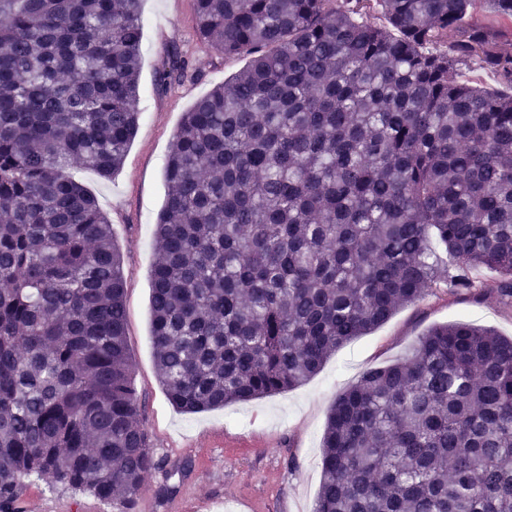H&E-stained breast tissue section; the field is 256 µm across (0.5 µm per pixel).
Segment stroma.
<instances>
[{"instance_id":"35a3bbf8","label":"stroma","mask_w":512,"mask_h":512,"mask_svg":"<svg viewBox=\"0 0 512 512\" xmlns=\"http://www.w3.org/2000/svg\"><path fill=\"white\" fill-rule=\"evenodd\" d=\"M141 118L121 168L104 179L77 168L74 178L96 196L122 253L127 341L144 425L163 463L127 512H313L320 486L321 437L338 392L372 366L402 356L430 326L466 320L512 336V308L480 303L439 288L336 351L320 371L288 391L219 410L187 414L168 401L151 343L153 224L165 201L164 166L182 116L198 99L243 68L199 41L194 0H144ZM179 47L197 74L157 91L165 54ZM26 512H116L93 496L27 482Z\"/></svg>"}]
</instances>
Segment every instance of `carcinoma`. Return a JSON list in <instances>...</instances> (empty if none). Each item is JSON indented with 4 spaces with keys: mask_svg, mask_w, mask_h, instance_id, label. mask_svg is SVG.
<instances>
[{
    "mask_svg": "<svg viewBox=\"0 0 512 512\" xmlns=\"http://www.w3.org/2000/svg\"><path fill=\"white\" fill-rule=\"evenodd\" d=\"M141 2L0 0V512L32 479L124 508L162 469L121 251L69 174L111 177L136 133ZM352 2L195 0L250 60L164 168L151 339L185 413L300 386L443 285L512 307V92L458 68L512 87V0ZM196 71L175 47L157 85ZM321 448L313 512H512V339L430 327L336 395Z\"/></svg>",
    "mask_w": 512,
    "mask_h": 512,
    "instance_id": "cac0c4a2",
    "label": "carcinoma"
}]
</instances>
